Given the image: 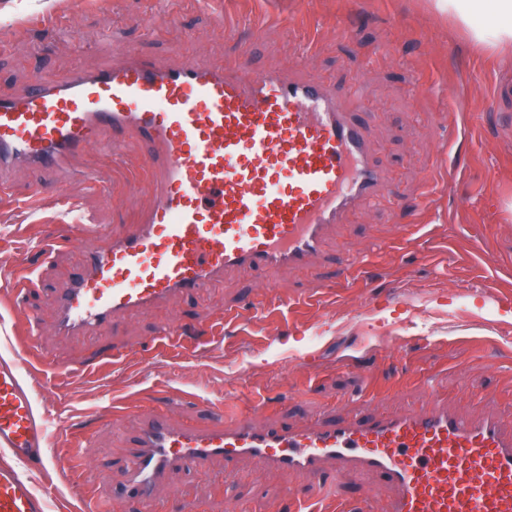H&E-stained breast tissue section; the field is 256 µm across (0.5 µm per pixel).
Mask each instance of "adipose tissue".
Wrapping results in <instances>:
<instances>
[{"label":"adipose tissue","mask_w":512,"mask_h":512,"mask_svg":"<svg viewBox=\"0 0 512 512\" xmlns=\"http://www.w3.org/2000/svg\"><path fill=\"white\" fill-rule=\"evenodd\" d=\"M434 7L455 16L476 45L512 44V0H435Z\"/></svg>","instance_id":"adipose-tissue-1"}]
</instances>
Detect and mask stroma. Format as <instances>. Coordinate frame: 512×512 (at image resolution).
Here are the masks:
<instances>
[{
    "label": "stroma",
    "mask_w": 512,
    "mask_h": 512,
    "mask_svg": "<svg viewBox=\"0 0 512 512\" xmlns=\"http://www.w3.org/2000/svg\"><path fill=\"white\" fill-rule=\"evenodd\" d=\"M169 10L154 34L144 21ZM35 14L71 30L21 26ZM389 40L397 54H381ZM130 58L164 66L186 62L277 69L283 77L327 84L358 113L387 171L383 199L349 214L308 269L231 274L203 295L173 297L146 312L116 315L106 334H57L55 296L83 261L84 224L121 231L152 202L144 149L123 138L118 158L91 148L53 172L18 165L12 193L0 197V268L35 265V287L18 308L0 286V359L34 338L49 363L21 364L22 380L54 432L52 453L68 456L59 425L87 433L74 468L27 467L49 512H83L87 498L112 499L115 512H141L125 481L130 440L142 420L166 406L174 423L206 426L216 415L251 414L256 424H307L336 412L393 413L426 405L422 380L477 417L494 406L512 422V52L478 50L463 26L430 0H0V89L20 92L41 71L69 73ZM364 79L349 87L347 76ZM428 91H419L418 82ZM111 185L93 189L89 173ZM432 206L417 202L423 190ZM40 192L46 209L19 212ZM74 211L58 219L50 204ZM365 253L356 278H338L349 255ZM324 283L322 302L294 298ZM278 291L265 300L267 285ZM238 311L223 321L225 308ZM216 319L200 323L201 310ZM176 317L208 341L193 350L153 346L157 325ZM121 351L96 369L93 353ZM314 493L306 474L263 468L253 459H215L162 479L154 512H284L287 498ZM392 490L371 474L348 484L360 512H382Z\"/></svg>",
    "instance_id": "stroma-1"
}]
</instances>
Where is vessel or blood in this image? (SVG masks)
<instances>
[{
	"label": "vessel or blood",
	"instance_id": "vessel-or-blood-1",
	"mask_svg": "<svg viewBox=\"0 0 512 512\" xmlns=\"http://www.w3.org/2000/svg\"><path fill=\"white\" fill-rule=\"evenodd\" d=\"M126 133L146 146L154 202L124 232L87 226L83 268L56 294L64 336L100 335L118 312L206 292L231 273L307 266L336 224L384 194L361 124L322 84L137 59L39 73L25 92L0 93V194L17 165L60 169L88 148H119ZM50 446L18 363L0 362V512H47V492L22 468ZM239 457L307 474L319 502L370 473L395 489L384 512H512V428L497 411L473 418L437 400L303 427L245 414L178 426L161 410L141 424L126 481L151 512L167 471Z\"/></svg>",
	"mask_w": 512,
	"mask_h": 512
}]
</instances>
